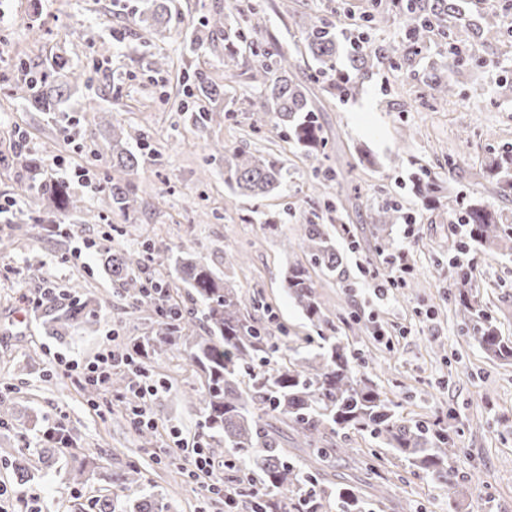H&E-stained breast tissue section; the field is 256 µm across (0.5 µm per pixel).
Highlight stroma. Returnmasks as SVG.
Masks as SVG:
<instances>
[{"label":"stroma","instance_id":"1","mask_svg":"<svg viewBox=\"0 0 512 512\" xmlns=\"http://www.w3.org/2000/svg\"><path fill=\"white\" fill-rule=\"evenodd\" d=\"M267 18L259 41L288 53L298 72L315 64L305 53L306 28L323 19L334 28L339 63L348 65L362 41L404 51L409 28L404 18L375 22L374 0H256ZM172 21L161 33L136 36L130 21L143 0H0V200L13 199L0 213V392L16 410L37 416L40 426L71 431L85 453L112 469L136 465L141 478L122 490L123 499L165 497L174 512H224L220 502L204 504L196 483L187 482L182 458L157 457L169 429L195 442L205 431L196 404L182 394L195 376L183 353L162 355L168 390L151 401L158 422L153 444H144L130 422L128 397L107 390L87 395L74 375L48 360L46 350L67 359L92 360L108 344L130 342L152 323L105 275L96 252L73 259L72 248L91 238L100 246L139 247L150 236L177 248L193 240L201 254L237 288L247 310L271 326L287 325L304 337L313 329L282 286L285 269L307 265L324 313L336 334L359 358L364 373L404 416L431 421L454 410L457 443L463 453L453 468L460 482L458 512H512V365L492 360L463 335L448 300L456 244L467 242L476 269L472 287L495 318L502 336L512 338V252L491 253L468 242L464 227L447 208L426 207L415 192L435 181L460 202L479 198L502 223L512 225V195H503L488 166L512 146V34L472 40L467 72L456 75L449 101L425 105L432 77L448 73V42L431 35L419 54L397 59L395 67L376 66L360 81L359 93L339 101L325 81L306 85L326 139L325 155H301L284 132L266 126L253 132L258 95L250 79L249 43L239 46L240 67L224 76V38L214 36L204 52L191 51L190 35L203 19L221 13L236 19L232 0H170ZM63 58L87 77L61 111L35 107L27 85ZM166 66H158V58ZM202 67L224 84L232 110L210 123L198 112L192 73ZM112 113L143 153L136 182L139 220L119 212L91 214L95 198L74 183L87 170L98 180L112 178L108 134L97 110ZM26 143L41 170L71 183L90 214L75 220L71 236H56L42 224L32 196L17 191L27 179L18 143ZM261 151L284 166V185L276 195L254 202L224 182V154ZM371 161L361 165L359 154ZM341 190L338 208L311 203V186ZM397 204L399 217L385 231L376 225L379 210ZM323 224L336 242L343 264L339 275H323L298 245L307 218ZM278 226L270 233L267 223ZM406 250L411 269L384 299L368 290L361 269L383 268L389 253ZM240 254L225 264L224 257ZM76 288L81 296L105 299L94 326L59 340L44 329L39 310L28 307L47 281ZM498 427L476 428L481 418ZM36 431L19 438L12 425L0 426V512H67L73 505L89 512L105 485L93 478L68 481L60 468L36 470L19 483L13 461L20 448L35 446ZM353 458L333 457L327 475L350 476L370 502V512H448V497L405 461L388 462L382 477L368 467L378 446L368 436L349 434ZM393 493L380 499L381 479Z\"/></svg>","mask_w":512,"mask_h":512}]
</instances>
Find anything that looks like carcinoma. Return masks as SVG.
Instances as JSON below:
<instances>
[{
  "instance_id": "carcinoma-1",
  "label": "carcinoma",
  "mask_w": 512,
  "mask_h": 512,
  "mask_svg": "<svg viewBox=\"0 0 512 512\" xmlns=\"http://www.w3.org/2000/svg\"><path fill=\"white\" fill-rule=\"evenodd\" d=\"M377 11L371 20H388L389 10L408 14L413 22L406 51L421 48L430 32L452 40L455 56L453 66H462L460 53L466 51L465 38L484 34L501 26L499 16L492 14L483 22L467 18L460 0H391L384 6L376 0ZM245 17L249 32L258 33L267 19L259 6L246 2L238 9ZM170 22L167 0H146L144 9L134 17L138 27L156 30ZM224 33V67L238 65L237 45L246 40L240 25L216 14L204 21L195 35L201 49L215 33ZM304 48L315 63L313 77L323 76L329 92L338 98H349L358 92L360 73L374 65H394L395 50L369 46L360 50L344 68L338 63V44L331 26L323 21L312 23L304 36ZM255 64L250 78L260 89L254 112L253 126L261 128L269 114L276 124L288 132V138L308 158L317 160L324 155L325 138L315 110L306 96L303 78L295 71L286 54L270 43H258L251 50ZM63 81L48 80L43 75L38 82L46 87L39 105L50 108L68 100L71 89L85 81V74L76 69L66 70L65 60L56 63ZM200 95L208 101L202 109L207 121L224 118L230 112L220 108V90L203 71L196 73ZM102 123L112 131V172L118 178L103 185L96 194L98 208L119 210L131 220L135 213L139 190L129 176L134 174L142 157L128 147V132L103 115ZM495 168L504 174L498 182L500 192L512 194V149L496 162ZM31 183L24 191H32L44 213L79 215L81 201L69 186L46 177L33 159L27 161ZM224 183L242 196L262 199L282 189L283 167L279 161L235 150L224 157ZM463 219L468 225L469 239L493 252L512 251V233L487 209L479 204L467 205ZM300 246L311 264L329 274L341 272L342 257L336 250L324 225L310 222L302 225ZM102 267L110 280L131 300L133 307L152 322L151 335L132 347L140 359L166 350H181L189 364L199 371V387L185 392L197 401L204 426L211 441L206 452L211 458L224 457L227 466L240 465L244 475L256 477L273 494L262 503L261 512H286L293 504L300 512H368L369 503L347 482L325 483L320 465L330 448L327 435L349 431L366 434L382 448L407 459L414 467L441 484L448 493V508H453L456 496V475L452 459L463 449L439 423H420L403 416L397 405L367 379L360 376L354 356L348 346L336 339V326L323 312L315 284L307 268L299 263L288 267L283 288L302 314L317 331L319 350L302 354H285L286 330L280 335L266 327L243 306L236 288L214 270L193 247L185 245L177 255L156 246L153 240L141 243V249L128 252L107 247L99 251ZM148 263L158 266L173 280H161L165 299L159 300L148 291L142 270ZM472 268L465 263L454 264L455 290L452 301L456 317L481 349L493 360L512 363V340L500 335L494 318L473 295ZM183 284L190 290L191 305L182 306L172 300L170 290ZM101 309L99 298H74L67 305L48 303L42 318L51 333L60 336L92 324ZM203 334L194 335L196 328ZM292 428L309 449V462L299 466L279 442L280 425ZM76 442L64 427L47 428L41 443L35 448L39 461L52 467L61 461L60 449L69 448L68 474L76 483L83 482L87 458L73 451ZM140 479L134 467L104 471L103 481L115 489ZM235 496L224 499V508H252L242 495L245 483L240 476L226 478ZM171 505L153 496L127 502L118 495L95 500L93 512H170Z\"/></svg>"
}]
</instances>
